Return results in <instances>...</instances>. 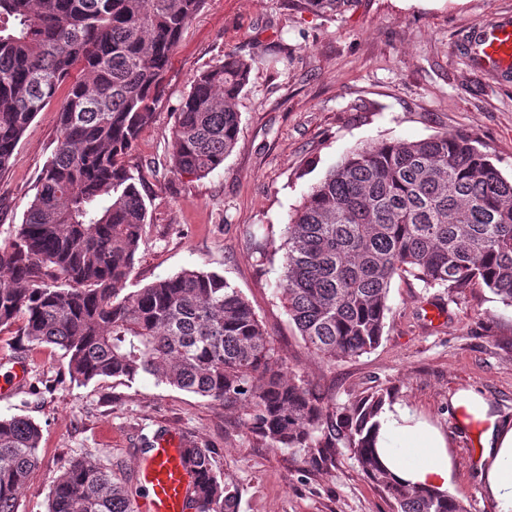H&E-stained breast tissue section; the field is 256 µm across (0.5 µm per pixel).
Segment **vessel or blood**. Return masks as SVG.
Here are the masks:
<instances>
[{"instance_id": "obj_1", "label": "vessel or blood", "mask_w": 512, "mask_h": 512, "mask_svg": "<svg viewBox=\"0 0 512 512\" xmlns=\"http://www.w3.org/2000/svg\"><path fill=\"white\" fill-rule=\"evenodd\" d=\"M476 58L495 69H512V23L501 21L480 28L471 42ZM184 444L174 434L158 440L152 453L139 464L145 489L138 512H188L187 489L191 477L182 463Z\"/></svg>"}]
</instances>
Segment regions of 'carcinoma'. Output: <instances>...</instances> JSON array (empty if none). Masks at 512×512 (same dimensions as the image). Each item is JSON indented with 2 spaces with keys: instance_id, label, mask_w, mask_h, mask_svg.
I'll use <instances>...</instances> for the list:
<instances>
[{
  "instance_id": "1",
  "label": "carcinoma",
  "mask_w": 512,
  "mask_h": 512,
  "mask_svg": "<svg viewBox=\"0 0 512 512\" xmlns=\"http://www.w3.org/2000/svg\"><path fill=\"white\" fill-rule=\"evenodd\" d=\"M204 0H0V173L71 72L53 157L26 218L0 251V333L19 348L54 345L71 380L152 377L246 404V430L270 448L302 450L314 467L346 448L397 512H467L451 494L408 488L374 451L393 392L338 407L274 348L242 293L216 272L185 269L127 294L146 206L124 159L153 120L171 56ZM250 62L226 54L183 99L170 164L204 177L240 130ZM275 293L315 355L367 353L382 339L392 281L413 276L460 292L483 285L512 306V180L473 139L443 132L358 147L314 185L284 228ZM41 429L0 418V512L40 464ZM201 476L195 512H237V494L208 447L189 443ZM138 478L116 461H69L47 512H135Z\"/></svg>"
}]
</instances>
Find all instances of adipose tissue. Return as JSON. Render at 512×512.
<instances>
[{"label":"adipose tissue","instance_id":"adipose-tissue-1","mask_svg":"<svg viewBox=\"0 0 512 512\" xmlns=\"http://www.w3.org/2000/svg\"><path fill=\"white\" fill-rule=\"evenodd\" d=\"M451 412L460 428L480 424L479 479L496 512H512V423L501 421L476 390L456 392ZM376 450L383 465L410 486L442 493L454 487L449 443L438 429L418 419L406 405L385 406L379 416Z\"/></svg>","mask_w":512,"mask_h":512}]
</instances>
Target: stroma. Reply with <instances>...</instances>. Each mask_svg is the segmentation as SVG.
I'll list each match as a JSON object with an SVG mask.
<instances>
[{
    "mask_svg": "<svg viewBox=\"0 0 512 512\" xmlns=\"http://www.w3.org/2000/svg\"><path fill=\"white\" fill-rule=\"evenodd\" d=\"M512 19V0H347L313 11L296 0H205L174 51L152 124L128 164L147 208L134 291L184 269L218 272L248 299L278 354L336 406L391 389L397 402L449 438L453 493L468 512H495L476 471L473 434L459 432L449 398L477 389L512 422V307L488 288L459 294L395 279L380 344L326 362L304 343L274 292L282 230L311 187L348 151L398 139L464 133L512 179V70L489 69L470 53L480 27ZM251 58L239 99L238 141L202 178L170 167L176 112L195 77L225 53ZM60 87L20 139L0 175V248L37 191L56 147ZM443 319L432 327L427 306ZM25 385L0 392V417L26 416L42 429L41 464L18 512H46L53 479L71 459L103 450L137 470L146 441L176 433L218 454L238 490V512H396L348 449L315 468L301 450L274 449L247 434V408L232 407L145 377L71 382L58 347L26 352L0 334V375L15 364Z\"/></svg>",
    "mask_w": 512,
    "mask_h": 512,
    "instance_id": "1",
    "label": "stroma"
}]
</instances>
